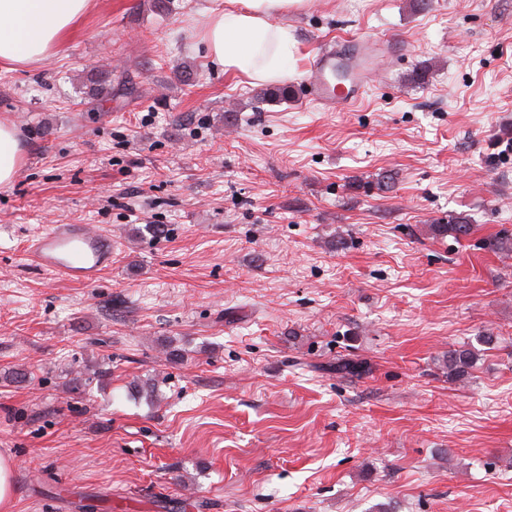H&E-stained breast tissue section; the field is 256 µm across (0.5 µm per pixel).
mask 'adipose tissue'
I'll return each mask as SVG.
<instances>
[{"label":"adipose tissue","mask_w":512,"mask_h":512,"mask_svg":"<svg viewBox=\"0 0 512 512\" xmlns=\"http://www.w3.org/2000/svg\"><path fill=\"white\" fill-rule=\"evenodd\" d=\"M305 0H223L205 9L197 47L224 72L248 82L278 83L297 53L281 15ZM93 0H0V61L28 66L62 46Z\"/></svg>","instance_id":"1"}]
</instances>
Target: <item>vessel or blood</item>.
I'll list each match as a JSON object with an SVG mask.
<instances>
[{
    "label": "vessel or blood",
    "instance_id": "vessel-or-blood-1",
    "mask_svg": "<svg viewBox=\"0 0 512 512\" xmlns=\"http://www.w3.org/2000/svg\"><path fill=\"white\" fill-rule=\"evenodd\" d=\"M338 62L335 50L319 48L306 77L309 95L328 107L356 106L367 92L366 76L356 74L344 85H336L331 76ZM31 254L43 270L70 282L87 284L111 266L112 241L80 224H54L32 242Z\"/></svg>",
    "mask_w": 512,
    "mask_h": 512
}]
</instances>
